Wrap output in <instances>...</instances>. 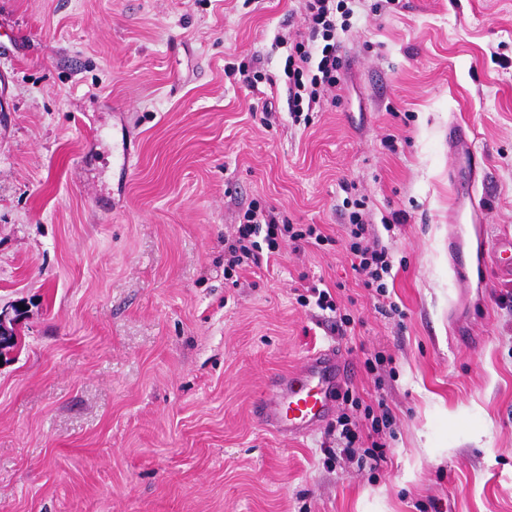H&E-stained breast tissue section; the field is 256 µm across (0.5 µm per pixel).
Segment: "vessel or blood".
<instances>
[{"mask_svg": "<svg viewBox=\"0 0 512 512\" xmlns=\"http://www.w3.org/2000/svg\"><path fill=\"white\" fill-rule=\"evenodd\" d=\"M350 369L340 346L310 353L299 368L272 378L270 392L255 406L258 422L281 435L317 430L332 414L333 395L348 382Z\"/></svg>", "mask_w": 512, "mask_h": 512, "instance_id": "1", "label": "vessel or blood"}]
</instances>
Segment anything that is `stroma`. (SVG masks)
I'll return each mask as SVG.
<instances>
[{
	"mask_svg": "<svg viewBox=\"0 0 512 512\" xmlns=\"http://www.w3.org/2000/svg\"><path fill=\"white\" fill-rule=\"evenodd\" d=\"M11 28L0 312L24 313L0 356V512H512V279L476 259L512 238V0H358L306 127L274 45L305 30L302 0H0ZM230 63L262 81L229 83ZM452 123L487 199L457 270ZM347 198L406 217L384 298L345 250ZM253 201L327 240L231 282ZM319 283L343 330L298 303ZM330 345L352 367L337 412L363 436L367 408L393 416L379 465L337 459L335 422L289 438L252 414Z\"/></svg>",
	"mask_w": 512,
	"mask_h": 512,
	"instance_id": "1",
	"label": "stroma"
}]
</instances>
